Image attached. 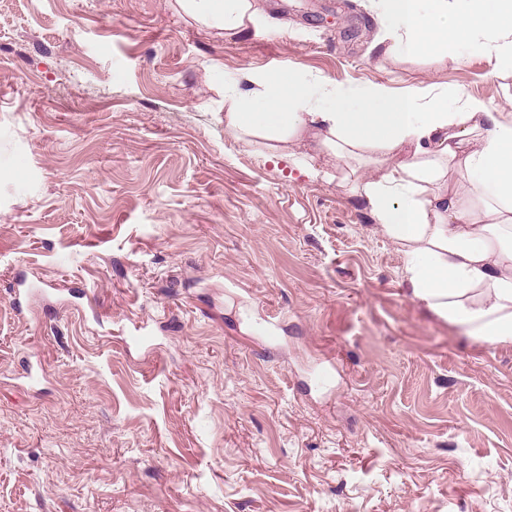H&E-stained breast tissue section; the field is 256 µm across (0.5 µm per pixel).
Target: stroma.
<instances>
[{"instance_id": "1", "label": "stroma", "mask_w": 512, "mask_h": 512, "mask_svg": "<svg viewBox=\"0 0 512 512\" xmlns=\"http://www.w3.org/2000/svg\"><path fill=\"white\" fill-rule=\"evenodd\" d=\"M259 8L227 37L0 0V512H512V343L413 298L316 130L224 127L254 71L508 121L512 59L381 50L369 0Z\"/></svg>"}]
</instances>
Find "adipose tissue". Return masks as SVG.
I'll list each match as a JSON object with an SVG mask.
<instances>
[{
  "mask_svg": "<svg viewBox=\"0 0 512 512\" xmlns=\"http://www.w3.org/2000/svg\"><path fill=\"white\" fill-rule=\"evenodd\" d=\"M180 2L228 36L248 33L259 14L257 0ZM376 7L394 21L390 50L444 52L465 40L488 60L512 58V0H377ZM251 93L265 100L263 120L242 109ZM347 96L321 82L286 106L268 76L249 73L224 86V124L238 140L274 144L313 127L322 148L342 159L379 151L380 165L359 186L378 232L408 257L413 297L481 341L512 343V121L472 97L452 112L377 88L348 112ZM452 165L466 187L448 184Z\"/></svg>",
  "mask_w": 512,
  "mask_h": 512,
  "instance_id": "1",
  "label": "adipose tissue"
}]
</instances>
